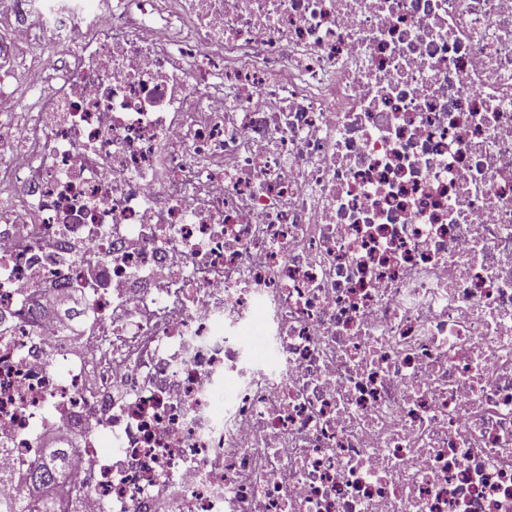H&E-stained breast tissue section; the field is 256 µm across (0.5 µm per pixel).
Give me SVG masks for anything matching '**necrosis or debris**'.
Instances as JSON below:
<instances>
[{
    "label": "necrosis or debris",
    "instance_id": "4bbe7bcc",
    "mask_svg": "<svg viewBox=\"0 0 512 512\" xmlns=\"http://www.w3.org/2000/svg\"><path fill=\"white\" fill-rule=\"evenodd\" d=\"M7 8L0 496L512 512V0ZM56 460L44 465L31 467L26 473V481L34 491H39L48 485H56L66 474L68 452L64 449L52 448L49 453Z\"/></svg>",
    "mask_w": 512,
    "mask_h": 512
}]
</instances>
